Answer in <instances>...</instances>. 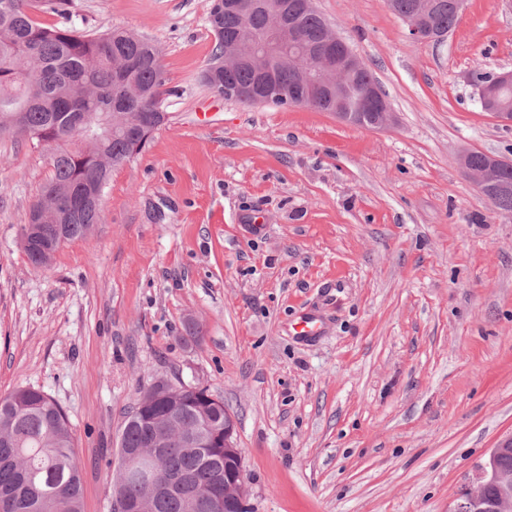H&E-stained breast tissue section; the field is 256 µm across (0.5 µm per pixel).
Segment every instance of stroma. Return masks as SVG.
<instances>
[{"label":"stroma","instance_id":"35a3bbf8","mask_svg":"<svg viewBox=\"0 0 512 512\" xmlns=\"http://www.w3.org/2000/svg\"><path fill=\"white\" fill-rule=\"evenodd\" d=\"M210 4L36 13L159 45L166 120L112 170L101 223L40 270L21 226L51 167L0 136V396L32 387L66 412L85 512H111L124 416L175 374L232 415L250 512H452L512 435V213L458 161L512 160V126L469 81L512 70V0H468L439 42L387 0H314L392 107L378 131L209 89ZM314 307L327 329L306 341L291 324Z\"/></svg>","mask_w":512,"mask_h":512}]
</instances>
